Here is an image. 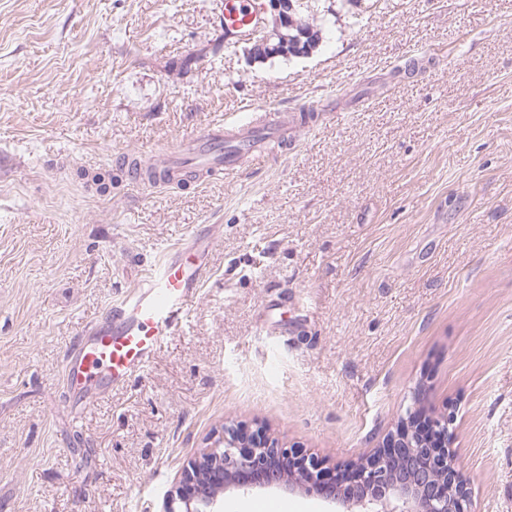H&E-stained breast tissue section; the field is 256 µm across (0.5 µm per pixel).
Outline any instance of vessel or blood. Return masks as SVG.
Here are the masks:
<instances>
[{
    "instance_id": "b4317fda",
    "label": "vessel or blood",
    "mask_w": 512,
    "mask_h": 512,
    "mask_svg": "<svg viewBox=\"0 0 512 512\" xmlns=\"http://www.w3.org/2000/svg\"><path fill=\"white\" fill-rule=\"evenodd\" d=\"M261 23L256 0H224L225 42H238ZM296 131L292 115L281 111L264 124L250 118L229 129L220 123L203 126L162 154L160 170L172 180L189 167L231 178L246 168H263L265 144L287 140ZM209 274L197 246L181 243L165 250L139 284L111 304L105 320L84 329L83 341L62 365L66 389L87 407L91 395L126 388L187 321Z\"/></svg>"
}]
</instances>
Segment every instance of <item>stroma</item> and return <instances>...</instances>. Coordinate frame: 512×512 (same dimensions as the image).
I'll return each mask as SVG.
<instances>
[{"instance_id": "35a3bbf8", "label": "stroma", "mask_w": 512, "mask_h": 512, "mask_svg": "<svg viewBox=\"0 0 512 512\" xmlns=\"http://www.w3.org/2000/svg\"><path fill=\"white\" fill-rule=\"evenodd\" d=\"M306 3L317 47L258 62L224 0H0V512H161L232 424L344 469L420 386L468 512H512V0ZM245 103L319 117L256 176L123 177ZM191 231L188 324L74 419L66 353Z\"/></svg>"}]
</instances>
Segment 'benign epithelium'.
Listing matches in <instances>:
<instances>
[{
    "mask_svg": "<svg viewBox=\"0 0 512 512\" xmlns=\"http://www.w3.org/2000/svg\"><path fill=\"white\" fill-rule=\"evenodd\" d=\"M270 52L288 53V39L268 32L254 40V57ZM451 422L448 414L431 417L410 407L396 431L349 473L281 448L261 429L226 425L213 446L183 467L163 512H216L219 495L229 489L272 486L333 499L345 512H466L467 483L448 449Z\"/></svg>",
    "mask_w": 512,
    "mask_h": 512,
    "instance_id": "7a95c632",
    "label": "benign epithelium"
}]
</instances>
